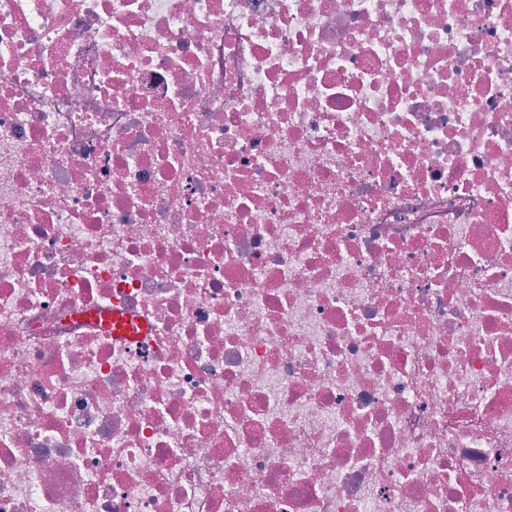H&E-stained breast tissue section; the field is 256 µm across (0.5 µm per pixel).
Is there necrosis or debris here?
Returning a JSON list of instances; mask_svg holds the SVG:
<instances>
[{
    "label": "necrosis or debris",
    "mask_w": 512,
    "mask_h": 512,
    "mask_svg": "<svg viewBox=\"0 0 512 512\" xmlns=\"http://www.w3.org/2000/svg\"><path fill=\"white\" fill-rule=\"evenodd\" d=\"M0 512H512V0H0Z\"/></svg>",
    "instance_id": "obj_1"
}]
</instances>
